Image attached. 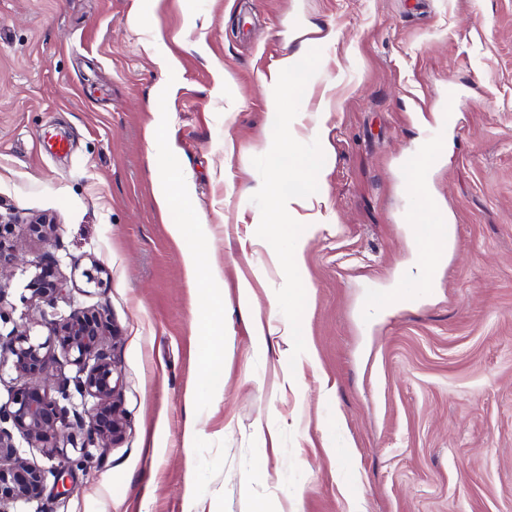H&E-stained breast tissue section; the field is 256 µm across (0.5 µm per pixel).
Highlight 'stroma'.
<instances>
[{"mask_svg":"<svg viewBox=\"0 0 512 512\" xmlns=\"http://www.w3.org/2000/svg\"><path fill=\"white\" fill-rule=\"evenodd\" d=\"M313 48L292 131L324 153L323 222L295 359L256 343L238 284L286 324L252 159L264 78ZM432 136L425 184L456 234L421 288L405 160ZM179 171L191 192L160 213ZM0 204L55 217L18 249L54 255L62 312L117 329L126 435L44 512H512V0H0ZM188 252L209 270L193 286Z\"/></svg>","mask_w":512,"mask_h":512,"instance_id":"stroma-1","label":"stroma"}]
</instances>
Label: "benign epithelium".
<instances>
[{
    "label": "benign epithelium",
    "instance_id": "obj_1",
    "mask_svg": "<svg viewBox=\"0 0 512 512\" xmlns=\"http://www.w3.org/2000/svg\"><path fill=\"white\" fill-rule=\"evenodd\" d=\"M22 223L43 241L56 237L58 224L46 215L23 220L0 213V271L24 262L13 241L3 236ZM47 263L27 262L35 272L26 286L31 296L22 298L41 304L40 325L48 330L44 339L26 326L3 331L12 318L6 309L8 285L0 282V373L7 366L15 373L9 398L0 403V512H22L41 500L49 483L56 495L69 494L73 473L92 463L98 450L120 443L126 432L119 408L121 372L105 349L113 331L109 314L104 309L58 312L65 279L42 274ZM58 353L76 367L75 375L32 382L46 374ZM18 440L38 449L50 465L23 457Z\"/></svg>",
    "mask_w": 512,
    "mask_h": 512
}]
</instances>
